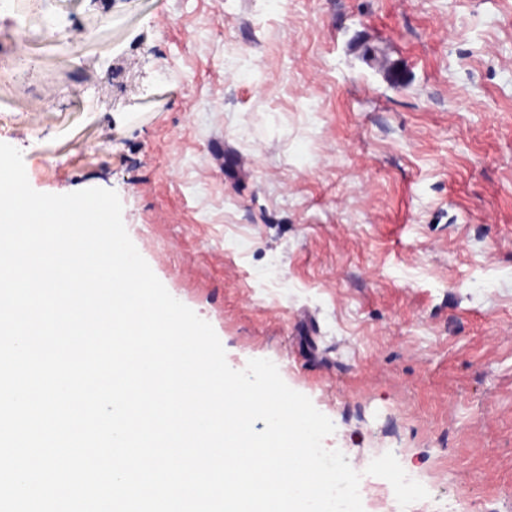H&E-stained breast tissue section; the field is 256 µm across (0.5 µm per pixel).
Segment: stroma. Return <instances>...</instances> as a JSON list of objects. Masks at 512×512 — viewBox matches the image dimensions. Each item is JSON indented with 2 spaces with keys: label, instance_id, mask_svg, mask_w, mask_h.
Listing matches in <instances>:
<instances>
[{
  "label": "stroma",
  "instance_id": "obj_1",
  "mask_svg": "<svg viewBox=\"0 0 512 512\" xmlns=\"http://www.w3.org/2000/svg\"><path fill=\"white\" fill-rule=\"evenodd\" d=\"M19 55L0 142L34 190H115L325 448L512 512V0H9Z\"/></svg>",
  "mask_w": 512,
  "mask_h": 512
}]
</instances>
